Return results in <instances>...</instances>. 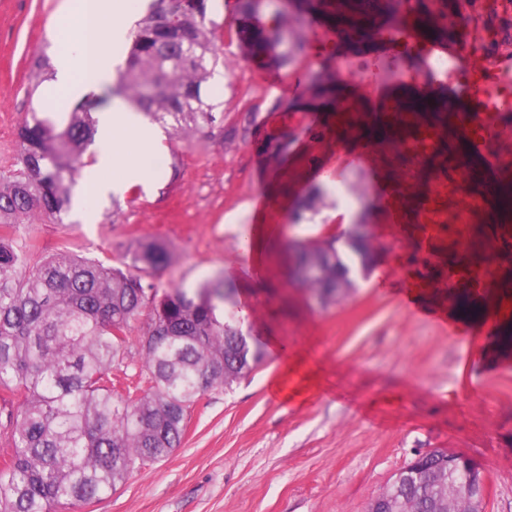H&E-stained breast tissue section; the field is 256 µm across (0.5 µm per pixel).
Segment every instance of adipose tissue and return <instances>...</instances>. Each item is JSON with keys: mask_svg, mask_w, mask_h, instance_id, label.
<instances>
[{"mask_svg": "<svg viewBox=\"0 0 512 512\" xmlns=\"http://www.w3.org/2000/svg\"><path fill=\"white\" fill-rule=\"evenodd\" d=\"M78 22L75 29L62 34L64 48L58 60V75L52 97L62 106L72 98L101 90L114 76L113 45L123 42L128 30L124 18L141 7V0H74ZM95 134L96 164L88 169L83 206L94 211L98 200L121 191L124 180H145L156 176L151 161L161 149L159 129L141 118L129 106L112 104L98 107ZM130 159L122 177L107 181L101 176L116 155ZM324 372L321 362L305 355H294L273 378L270 389L285 401L305 403L319 389Z\"/></svg>", "mask_w": 512, "mask_h": 512, "instance_id": "1", "label": "adipose tissue"}]
</instances>
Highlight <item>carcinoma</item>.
Listing matches in <instances>:
<instances>
[{
	"label": "carcinoma",
	"mask_w": 512,
	"mask_h": 512,
	"mask_svg": "<svg viewBox=\"0 0 512 512\" xmlns=\"http://www.w3.org/2000/svg\"><path fill=\"white\" fill-rule=\"evenodd\" d=\"M207 8L208 0H153L114 86L59 121L34 112L18 128L21 168L0 173V391L16 404L0 458V512L92 501L125 481L135 462L179 447L196 399L232 386L263 359L238 328L232 285L162 291L148 279L172 261L162 241L139 242L121 268L67 249L33 265L30 246L16 239L25 218H67L74 173L94 142V105L120 96L153 122L170 118L185 136L213 123L215 105L203 93L218 64ZM252 42L258 51L285 43L277 26L254 31ZM344 244L348 258L336 237L315 255L294 246L291 278L324 304L351 287L354 265L364 273L373 266L370 238L354 229ZM144 315L138 379L118 377L112 368ZM394 495L408 512H464L463 501L438 502L415 483L381 493Z\"/></svg>",
	"instance_id": "cac0c4a2"
}]
</instances>
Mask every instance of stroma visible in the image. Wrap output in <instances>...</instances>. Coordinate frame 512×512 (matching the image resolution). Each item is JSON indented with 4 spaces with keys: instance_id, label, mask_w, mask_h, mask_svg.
I'll use <instances>...</instances> for the list:
<instances>
[{
    "instance_id": "obj_1",
    "label": "stroma",
    "mask_w": 512,
    "mask_h": 512,
    "mask_svg": "<svg viewBox=\"0 0 512 512\" xmlns=\"http://www.w3.org/2000/svg\"><path fill=\"white\" fill-rule=\"evenodd\" d=\"M64 0H0V172L18 169L16 130L40 111L49 83L31 78L41 58L60 50L51 26ZM219 61L209 82L215 121L184 138L164 133L159 187L130 183L103 206L94 223L18 225L31 262L60 247L117 265L136 242L160 239L173 262L158 272L160 288L196 287L238 260L255 203L271 192L263 217L273 231L265 246L271 286L251 298V336H277L289 352L326 358L324 388L294 404L272 395L280 358L266 354L231 389L216 388L191 408L182 443L169 457L137 465L129 478L70 512H366L394 475L418 454L444 450L472 460L486 476L485 512H512V364L484 347L482 336L439 332L405 300L422 275L440 281L447 268L424 267L426 247L398 240L379 210L374 174L356 140L327 135L326 113L309 110L312 128L283 121L294 101L284 86L341 62L380 56L378 44L339 57L320 53L318 33L293 60L278 64L252 52L240 34L238 0H209ZM180 177L170 180V163ZM333 170L334 184L319 174ZM322 199L312 219L288 218L314 189ZM343 190L353 212H366L383 250L376 271L354 273L340 303L321 307L289 282L287 241L312 243L335 235L332 218Z\"/></svg>"
}]
</instances>
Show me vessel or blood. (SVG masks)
Returning a JSON list of instances; mask_svg holds the SVG:
<instances>
[{"mask_svg":"<svg viewBox=\"0 0 512 512\" xmlns=\"http://www.w3.org/2000/svg\"><path fill=\"white\" fill-rule=\"evenodd\" d=\"M382 10L380 0H359L356 14L357 34L369 30ZM434 11L442 19L440 26L423 21L419 33L428 42L429 54L455 55L459 42L452 34L457 14L450 0H440ZM487 77L485 93H494L498 84L512 79V46L492 44L482 62ZM466 99L464 88L451 84L447 76L431 70L407 69L392 83L371 86L368 112H349L348 126L370 127L364 144V159L373 163L386 140H393L401 159L394 180L376 184L377 196L386 223L392 224L398 238L419 236L431 244L430 261L439 262L443 249L459 253L481 252L489 260L482 266L466 262L449 269L446 284L465 287L464 298L477 301L481 332L485 343L497 341L502 317L512 312V293L500 286L501 255L512 252V195L499 192L488 183L485 171L497 169L501 175L512 173V140L502 131L512 126V107L487 103L484 111L450 112L439 118L442 104L450 97ZM465 130L464 156L448 164L438 157L439 142L446 137L448 125ZM432 163V177L420 185L423 163ZM482 225L477 236L467 232L469 225ZM458 298H449L433 315L435 325L450 335L460 328Z\"/></svg>","mask_w":512,"mask_h":512,"instance_id":"obj_1","label":"vessel or blood"}]
</instances>
